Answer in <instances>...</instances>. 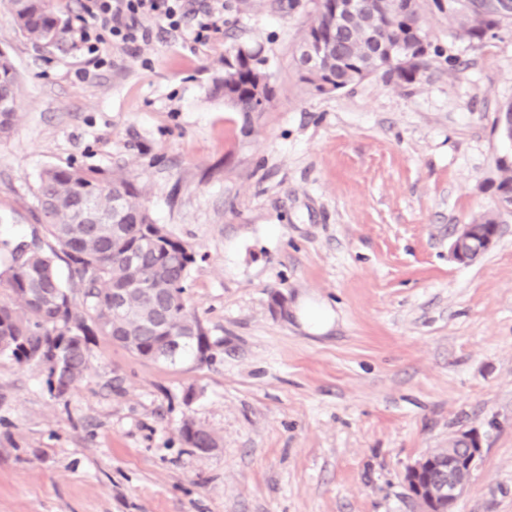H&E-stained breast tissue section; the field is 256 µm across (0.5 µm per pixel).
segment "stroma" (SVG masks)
I'll return each instance as SVG.
<instances>
[{
    "label": "stroma",
    "instance_id": "stroma-1",
    "mask_svg": "<svg viewBox=\"0 0 512 512\" xmlns=\"http://www.w3.org/2000/svg\"><path fill=\"white\" fill-rule=\"evenodd\" d=\"M84 3L54 0L51 49L0 7L19 82L0 242L38 231L46 168L134 182L196 252L185 297L215 359L146 360L100 334L57 398L39 366L0 357V512H416L407 467L468 431L483 452L457 512H512V213L477 262L449 253L496 209L512 154L493 126L512 30L471 43L426 10L423 76L321 95L298 62L316 0H191L219 13L208 40L151 19L148 41L95 55ZM240 47L270 60L264 111L213 92ZM187 420L219 448L186 445Z\"/></svg>",
    "mask_w": 512,
    "mask_h": 512
}]
</instances>
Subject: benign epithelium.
<instances>
[{
	"label": "benign epithelium",
	"instance_id": "obj_1",
	"mask_svg": "<svg viewBox=\"0 0 512 512\" xmlns=\"http://www.w3.org/2000/svg\"><path fill=\"white\" fill-rule=\"evenodd\" d=\"M499 232L500 225L481 224L476 219L459 224L450 253L460 263H472L489 251ZM458 442L466 444L465 454L458 455L453 448H440L422 456L407 469L405 484L411 498L419 505V512H455L482 457L478 433L465 432L451 440L453 445Z\"/></svg>",
	"mask_w": 512,
	"mask_h": 512
}]
</instances>
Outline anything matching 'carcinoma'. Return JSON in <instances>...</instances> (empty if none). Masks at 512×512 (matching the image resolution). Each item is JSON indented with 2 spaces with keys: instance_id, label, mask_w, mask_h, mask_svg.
<instances>
[{
  "instance_id": "1",
  "label": "carcinoma",
  "mask_w": 512,
  "mask_h": 512,
  "mask_svg": "<svg viewBox=\"0 0 512 512\" xmlns=\"http://www.w3.org/2000/svg\"><path fill=\"white\" fill-rule=\"evenodd\" d=\"M19 31L43 47L59 44L65 25L53 0H0ZM448 21L466 39L481 41L491 31L512 27V12L487 13L476 0H447ZM339 0H316L308 31L320 33L325 51L317 68L331 79L324 89L314 79L305 82L320 93H335L382 73L413 83L429 67L424 53L410 71L385 67V46L423 44L428 33L416 27L423 0H399L401 11L386 18V0H356L348 24L330 30L329 17ZM237 65L224 66L215 79L216 92L238 112L256 111L254 89L262 84L272 99L268 60L251 50H237ZM236 98H228V93ZM18 80L8 57L0 53V139L12 134L17 112ZM142 190L132 182L93 169L69 164L44 170L38 180L36 220L55 246L42 241L14 247L0 244L7 262L0 284L8 294L0 300V356L18 364L41 366L57 359L71 388L88 370V344L93 336H131L127 349L148 360L172 361L189 349L209 359L211 343L185 299L187 279L195 262L193 249L156 224L140 201ZM64 254L70 286L56 270ZM124 294L121 314H112V291ZM182 440L193 436L219 447V441L192 420L184 421Z\"/></svg>"
}]
</instances>
